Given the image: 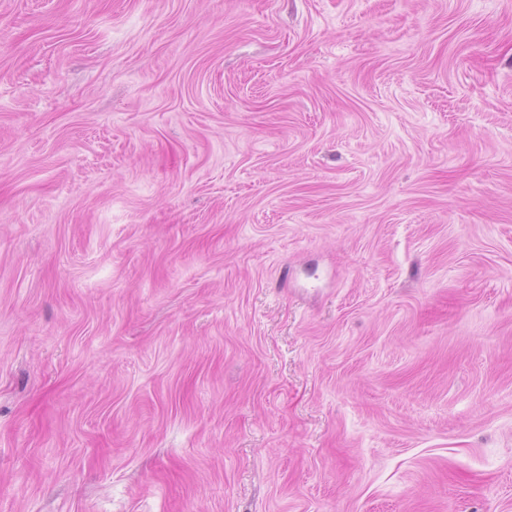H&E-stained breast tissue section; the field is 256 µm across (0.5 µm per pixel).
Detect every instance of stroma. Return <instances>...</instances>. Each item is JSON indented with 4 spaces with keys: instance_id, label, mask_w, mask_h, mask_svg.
Returning <instances> with one entry per match:
<instances>
[{
    "instance_id": "1",
    "label": "stroma",
    "mask_w": 512,
    "mask_h": 512,
    "mask_svg": "<svg viewBox=\"0 0 512 512\" xmlns=\"http://www.w3.org/2000/svg\"><path fill=\"white\" fill-rule=\"evenodd\" d=\"M0 512H512V0H0Z\"/></svg>"
}]
</instances>
